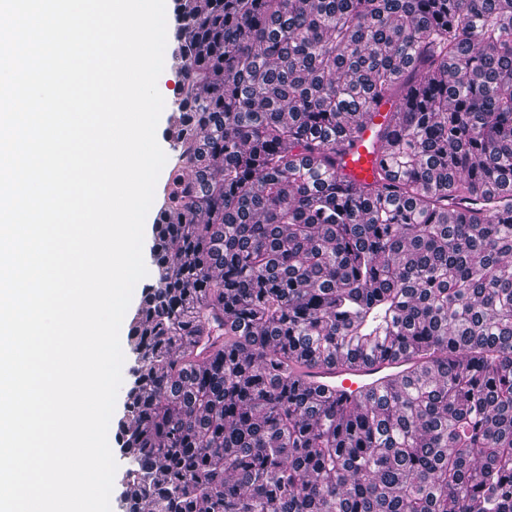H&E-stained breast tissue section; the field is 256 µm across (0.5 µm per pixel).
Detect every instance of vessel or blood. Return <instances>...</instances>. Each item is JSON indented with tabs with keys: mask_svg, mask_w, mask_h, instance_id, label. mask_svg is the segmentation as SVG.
<instances>
[{
	"mask_svg": "<svg viewBox=\"0 0 512 512\" xmlns=\"http://www.w3.org/2000/svg\"><path fill=\"white\" fill-rule=\"evenodd\" d=\"M397 110L398 105L394 100H380L374 105L357 136L339 147L336 161L348 182L363 185L376 181L383 152L380 134L392 123ZM411 370L410 359L398 356L383 361L372 357L360 358L350 367L301 365L296 372L325 392L357 394L409 374Z\"/></svg>",
	"mask_w": 512,
	"mask_h": 512,
	"instance_id": "vessel-or-blood-1",
	"label": "vessel or blood"
}]
</instances>
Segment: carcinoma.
I'll use <instances>...</instances> for the list:
<instances>
[{
	"mask_svg": "<svg viewBox=\"0 0 512 512\" xmlns=\"http://www.w3.org/2000/svg\"><path fill=\"white\" fill-rule=\"evenodd\" d=\"M122 512H512V0H174ZM400 101L374 185L336 172ZM417 360L339 401L294 374ZM168 113L169 112H167V109L163 110L160 120H159V123H158V126H157V131H156L157 140L167 155V161L159 175V178H158V181L156 184V188H155L154 202L152 204V207H151V209L146 217V221H145L144 244H143V256H144L145 262H146V252H147L149 243L151 241V236H152V231H151L152 224H154L155 217H156V208L158 205V192L166 179L167 173L169 171V168L172 164V161H173L174 155H175V152L172 150L170 143L165 141L162 136L163 129L166 126V118H167Z\"/></svg>",
	"mask_w": 512,
	"mask_h": 512,
	"instance_id": "carcinoma-1",
	"label": "carcinoma"
}]
</instances>
